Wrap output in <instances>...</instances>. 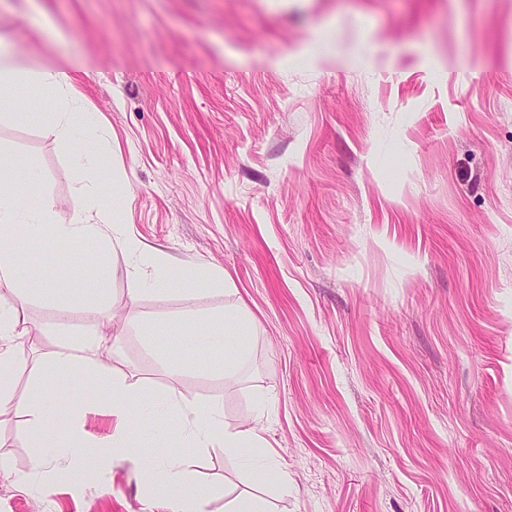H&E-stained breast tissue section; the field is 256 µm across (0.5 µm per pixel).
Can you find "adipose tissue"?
Returning a JSON list of instances; mask_svg holds the SVG:
<instances>
[{
    "label": "adipose tissue",
    "mask_w": 512,
    "mask_h": 512,
    "mask_svg": "<svg viewBox=\"0 0 512 512\" xmlns=\"http://www.w3.org/2000/svg\"><path fill=\"white\" fill-rule=\"evenodd\" d=\"M72 78L63 71L41 69L22 71L7 64H0V107L14 104L30 90L47 96L71 88ZM79 99H72L61 112L48 113L47 131L62 141L75 140L77 134L95 136L101 126L96 122H76L83 113ZM39 173L28 161L17 159L12 163L8 179L0 178V282L15 278L13 251L23 242L40 238L44 229H51L61 241H72L101 236L94 195H86L73 206L70 223L53 221L54 203L43 200L39 205H29L25 200L27 188L37 182ZM107 246L121 252L129 267L133 285L137 290L153 293L167 292L176 278L164 261H155L152 268H145L141 244L113 228ZM109 278L108 265H100L96 279L58 281L34 276L20 282L23 295L30 300L53 296L62 301H80L87 314L101 311L100 294ZM254 322L239 305L225 307L223 313L208 315L199 330L189 336L191 344L224 351V379L237 377L241 336L252 331ZM30 333L29 322L22 308H0V407H9L27 416V440L36 448L37 462H44L59 450H67L65 464L58 466L59 474L79 469L84 457L93 455L96 443L88 441L77 425L56 426L50 412L58 391L71 382V374L97 377L106 369L103 355L112 346V335L97 331L76 337L60 346L39 366L35 382L27 394H16L14 378L27 367L18 357L15 348ZM107 407L117 426L109 440L110 447L127 449L133 461L159 477V487L170 500L173 512H204L207 492L191 477L181 456L171 455L160 459L152 450L180 437L185 447L208 448L218 445L243 458H253L255 448L262 440L252 427H229L224 421L223 407L219 402L195 401L187 403L177 396L157 400L146 398L140 387L113 382ZM154 421L151 436H143V418Z\"/></svg>",
    "instance_id": "1"
}]
</instances>
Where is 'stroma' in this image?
<instances>
[{
	"instance_id": "35a3bbf8",
	"label": "stroma",
	"mask_w": 512,
	"mask_h": 512,
	"mask_svg": "<svg viewBox=\"0 0 512 512\" xmlns=\"http://www.w3.org/2000/svg\"><path fill=\"white\" fill-rule=\"evenodd\" d=\"M0 37L14 67L71 73L103 125L61 142L45 129L58 101L32 91L0 116V169L39 172L30 201L69 223L88 184L76 154L95 152L103 234L228 279L137 294L111 252L93 320L0 288L33 328L118 333L111 374L149 397L221 402L232 427L270 403L258 429L278 471L154 448L183 454L206 512L245 491L271 512H512V0H0ZM100 256L44 237L15 263L69 279ZM234 303L255 320L234 386L208 353L151 346L149 323ZM61 342L19 344L17 393ZM78 393H59L56 421L109 436L102 387ZM1 457L0 512H172L123 449L65 480L37 465L10 408Z\"/></svg>"
}]
</instances>
